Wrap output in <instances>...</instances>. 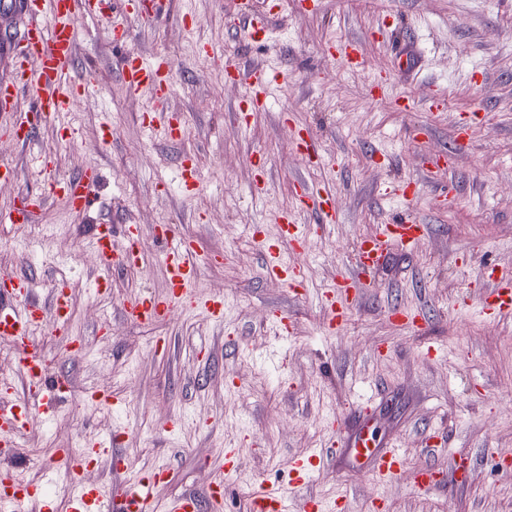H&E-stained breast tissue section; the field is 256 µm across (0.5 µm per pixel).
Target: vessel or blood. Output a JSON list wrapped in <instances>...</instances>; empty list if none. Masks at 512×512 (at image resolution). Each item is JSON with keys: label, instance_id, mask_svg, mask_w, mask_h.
I'll return each instance as SVG.
<instances>
[{"label": "vessel or blood", "instance_id": "1", "mask_svg": "<svg viewBox=\"0 0 512 512\" xmlns=\"http://www.w3.org/2000/svg\"><path fill=\"white\" fill-rule=\"evenodd\" d=\"M164 0H25L24 13L28 18L21 32L25 45L23 53L13 61L16 79L0 82V106L13 107L20 92L26 91L34 98L35 110L17 114L4 134L17 145L28 146L36 140V130L44 120L68 111L76 99L94 88L92 73H84L80 79H72V66L78 39L77 15L91 18L111 17L113 10H120L123 22L110 28L114 42L124 41L128 34L126 19L136 17L145 21H157L164 14ZM267 14L251 10L242 12L236 19L251 39H259L269 26ZM172 63L159 56L145 62L135 56H127L122 63V79L129 91H149L157 105H164L171 93L169 81ZM236 80L249 89L251 111H263L265 91L273 76L259 66L237 67L232 71ZM294 150L308 163L318 164L322 156L316 143V135L308 128L297 129L292 139ZM95 169H87L77 179H50L33 193L17 197L8 212V220L17 231H24L31 224L35 213L48 200L61 197L76 212L87 211L92 199L87 187L93 183ZM299 209L315 210L321 223L337 221L335 198L329 194L311 191L306 182L295 188ZM276 221L284 238L290 239L296 252H304L309 238V227L293 223L288 212H280ZM429 234V227L415 216L408 215L392 222L378 225L376 232L358 243L348 270L339 272L321 295L328 309L329 329L343 325L357 307L365 288L371 286L375 270L385 259L389 242L397 241L407 249L415 246ZM140 235L136 224L116 225L110 219H102L95 225L88 245L98 260L101 283H108L113 269L130 263L142 264V256L134 247ZM155 235L164 248L159 258L168 277V289L163 296L140 295L124 303L121 314L135 324L153 323L174 308L198 309L214 323L224 321V298L220 295H199L196 291L202 267L219 263L216 255L204 256L197 252L192 239L176 225L160 224ZM262 272L266 278L279 281L294 293L305 290L306 273L302 264L289 260L277 246L263 249ZM490 289L483 305L490 318L502 320L512 316V268H495L488 275ZM51 308L56 332L68 330L71 314V295L68 288L54 289L49 302H41L34 290L32 279L15 272L0 274V338L16 345V359L25 380L26 400H14L15 387L6 378H0V446L14 448L19 438L28 433L33 416L51 417L57 404L72 392L68 376L56 373L50 366L48 354L35 331L43 321L44 308ZM389 318L412 330L425 328V318L415 310L393 307ZM364 420L349 447L356 460L367 464L373 478L381 484L390 482L403 466L399 449L384 452L373 449L372 437L367 427L371 420L370 409L356 407L353 417L343 415L331 419V438L339 440L347 430L351 418ZM121 432L96 436L83 440L77 448L56 449L50 464L52 472L67 479L68 512H154V494L164 483L169 470L155 468L148 475L124 484L119 494H112L105 485L89 484L82 478V469L88 459H99L112 454L113 447L121 440ZM327 455L316 450L305 457L290 462L294 484L306 483L313 470L323 466ZM225 465L216 474L206 499L185 494L168 500L164 512H201L203 503H210L213 512H220L224 501V479L237 470L241 457L236 448L224 451ZM17 469L0 471V512H26L28 504H37L39 512H54L55 497L51 491L33 494L18 488ZM253 512H290L289 499L282 492L259 488L250 494ZM350 504L339 496L329 501L306 499L301 512H348Z\"/></svg>", "mask_w": 512, "mask_h": 512}]
</instances>
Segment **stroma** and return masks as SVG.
<instances>
[{
	"label": "stroma",
	"mask_w": 512,
	"mask_h": 512,
	"mask_svg": "<svg viewBox=\"0 0 512 512\" xmlns=\"http://www.w3.org/2000/svg\"><path fill=\"white\" fill-rule=\"evenodd\" d=\"M293 2L253 0L271 20L252 43L232 25L243 0H169L164 20H129L121 44L112 43L105 22L78 17L73 74L95 71L97 90L61 119L41 123L37 145L54 151L58 177L98 169L88 188L96 206L78 215L56 197L35 216V233L16 232L7 211L17 196L40 189L43 176L36 154L0 137V160L15 166L13 179L0 181V270L28 274L44 300L57 269L65 270L69 329L55 333L48 313L38 334L76 395L92 386L125 396L129 431L116 451L141 469L169 468L157 503L185 493L206 498L213 470L233 446L242 459L223 512H249V494L262 482L296 505L347 493L351 512H370L376 497L383 512H512L505 464L512 453V318L491 320L479 287L487 269L512 268V0H320L314 13ZM346 39L363 49L353 70L324 53L326 43ZM399 46L417 61L414 71H400ZM133 53L176 62L166 108L183 115L180 138L143 125L150 97L131 93L119 73L121 59ZM241 63L265 66L278 79L268 87L265 111L249 113L240 129L236 111L248 89L226 80L224 68ZM432 96L444 98L441 109L424 107ZM405 98L414 109H401ZM214 99L221 108L208 109ZM106 121L113 132L105 146ZM464 121L468 149L451 176L430 177L425 162L452 147L453 130ZM63 124L72 139L61 140ZM297 127L314 131L323 164L308 166L294 152ZM260 155L269 170L262 199L252 191ZM186 156L201 171L193 194L178 188ZM300 179L335 196L339 221L323 226L314 210L300 214L311 235L307 292L295 295L264 277L262 248L250 228L264 225L276 238L273 215L295 206ZM404 181L413 182V198L403 196ZM406 212L430 224L429 235L410 252L391 243L346 325L326 334L321 289L350 262L362 237ZM103 216L139 225L146 262L113 272L110 292L97 296V260L84 237ZM158 224L179 225L199 253L221 255L197 288L223 294V326L182 309L152 325L121 317L125 301L167 291ZM389 303L423 311L427 330L392 322L384 311ZM274 307L295 321L288 339L268 324ZM74 338L84 342L83 356L67 353ZM201 346L210 361L196 357ZM378 396L383 403L370 431L380 448L404 454L397 478L378 484L343 453L294 487L288 464L329 442V416ZM199 416L208 417V426L196 424ZM174 421L178 431L166 432ZM116 423L102 407L60 404L51 424L33 418L13 462L45 483L54 449L76 445L81 430L105 435ZM433 431L446 441L430 452L423 437ZM463 458L475 462L465 484L415 489L418 469H447Z\"/></svg>",
	"instance_id": "35a3bbf8"
}]
</instances>
